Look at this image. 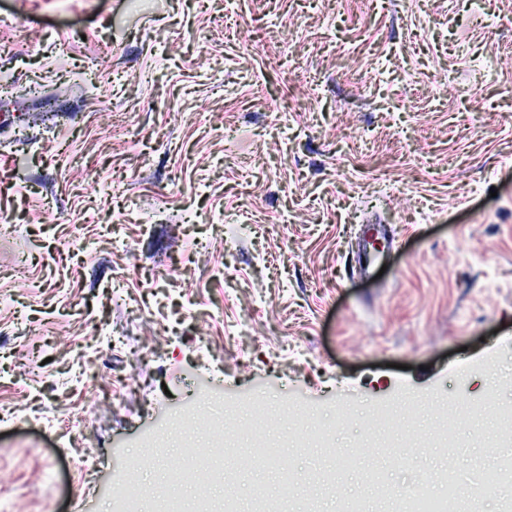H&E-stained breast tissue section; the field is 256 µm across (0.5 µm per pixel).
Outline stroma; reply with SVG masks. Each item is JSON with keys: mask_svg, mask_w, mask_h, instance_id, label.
<instances>
[{"mask_svg": "<svg viewBox=\"0 0 512 512\" xmlns=\"http://www.w3.org/2000/svg\"><path fill=\"white\" fill-rule=\"evenodd\" d=\"M1 113L0 512H163L190 380L212 512L512 458V0H0ZM211 438L216 446L212 448H196L194 452L184 457L186 464H200L212 452H220L224 454V458L228 462L240 466L239 461L246 456L251 448H222L224 440L223 423H215L211 430Z\"/></svg>", "mask_w": 512, "mask_h": 512, "instance_id": "1", "label": "stroma"}]
</instances>
